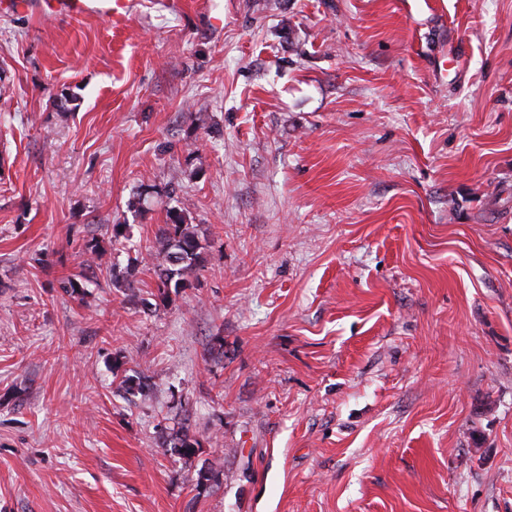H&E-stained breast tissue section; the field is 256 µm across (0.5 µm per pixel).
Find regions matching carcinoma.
Listing matches in <instances>:
<instances>
[{"instance_id":"carcinoma-1","label":"carcinoma","mask_w":512,"mask_h":512,"mask_svg":"<svg viewBox=\"0 0 512 512\" xmlns=\"http://www.w3.org/2000/svg\"><path fill=\"white\" fill-rule=\"evenodd\" d=\"M202 245L186 222L184 210L168 212V221L156 233V252L162 256L158 273L157 290L162 299L188 287L189 276L200 261ZM171 447L184 460H191L198 451V442L186 432H178L170 441Z\"/></svg>"}]
</instances>
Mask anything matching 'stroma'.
Wrapping results in <instances>:
<instances>
[{
  "label": "stroma",
  "mask_w": 512,
  "mask_h": 512,
  "mask_svg": "<svg viewBox=\"0 0 512 512\" xmlns=\"http://www.w3.org/2000/svg\"><path fill=\"white\" fill-rule=\"evenodd\" d=\"M438 2L0 18V512H512V0ZM167 217L169 221L156 233V252L163 260L158 264L157 290L163 301L188 287V277L198 266L202 249L183 209L168 211Z\"/></svg>",
  "instance_id": "35a3bbf8"
}]
</instances>
